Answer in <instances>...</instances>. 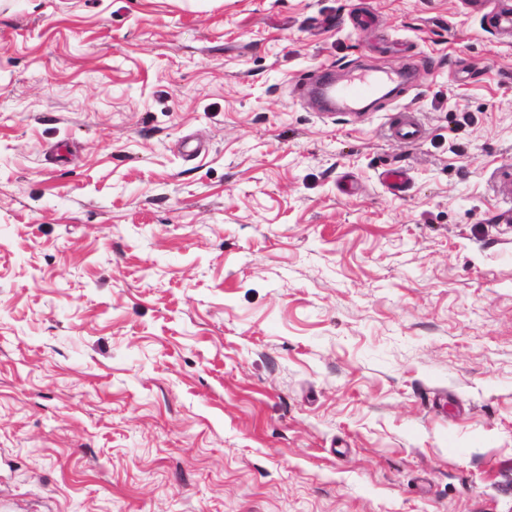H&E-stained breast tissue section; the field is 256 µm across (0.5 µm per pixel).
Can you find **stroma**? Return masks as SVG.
I'll return each mask as SVG.
<instances>
[{
  "instance_id": "obj_1",
  "label": "stroma",
  "mask_w": 512,
  "mask_h": 512,
  "mask_svg": "<svg viewBox=\"0 0 512 512\" xmlns=\"http://www.w3.org/2000/svg\"><path fill=\"white\" fill-rule=\"evenodd\" d=\"M502 5L0 0V502L512 512ZM405 74L391 70L372 72H350L345 79L336 83L329 70L315 73L311 86L330 111L344 112L354 109V105L376 95L385 85L402 82ZM401 118L393 126L395 136L407 142H415L422 136L421 124L417 121L412 111L403 109L399 110Z\"/></svg>"
}]
</instances>
